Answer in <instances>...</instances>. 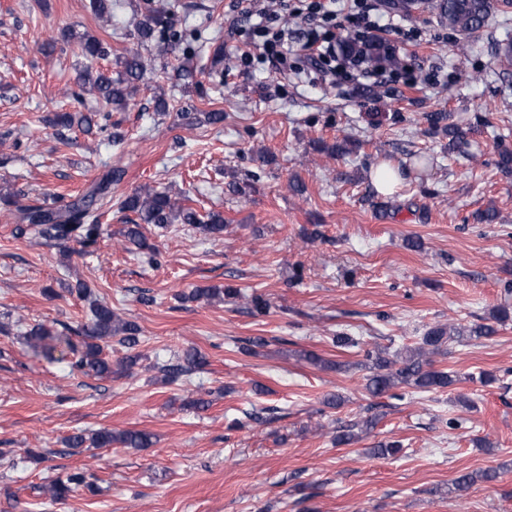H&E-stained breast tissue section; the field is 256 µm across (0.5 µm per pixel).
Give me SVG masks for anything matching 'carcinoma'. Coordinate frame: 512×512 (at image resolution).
I'll use <instances>...</instances> for the list:
<instances>
[{
	"mask_svg": "<svg viewBox=\"0 0 512 512\" xmlns=\"http://www.w3.org/2000/svg\"><path fill=\"white\" fill-rule=\"evenodd\" d=\"M507 0H438L432 8L438 10L441 22L448 29L469 37L482 29L499 3ZM135 29L141 43L152 41L156 36L171 34L169 13L148 10L136 19ZM63 40L74 41L81 47L88 60L76 72L75 89L69 96L76 103H81L83 96L91 94L102 103L115 110H123L137 91L139 80L145 67V59L138 53L118 58V70L112 67H96L94 61L108 56L105 43L99 38L76 30L63 32ZM58 135L65 130L78 129L84 134L92 133L94 126L91 117L80 112H61L53 119ZM123 172L119 168L103 176L92 188L77 201L61 208L38 203H23L17 194L3 198V205L8 207V216L16 222V233L25 234L32 229L39 236L61 243L75 241L85 249L97 245L102 235L97 211L104 205L112 203L110 187L121 180ZM121 213H134L138 220H130L124 231L125 241L138 248L147 247L140 224H153L165 228L170 224H198L213 235L224 232V216L218 212L207 214V219L199 217L197 212L186 206L180 198H174L164 191L139 188L115 202ZM236 294L232 288H196L184 296L187 301L222 300ZM90 318L77 326L75 333L80 342L75 343L70 337L59 340L55 345L44 344V339L51 335L45 326L38 324L27 334V343L35 352L45 358L61 360L72 357L71 366L88 377H103L112 374V362L104 356V344L117 336L119 342L130 349L139 343V326L119 317L111 307L98 301L90 304ZM464 335L460 328L438 324L429 328L422 338L421 345L408 348L397 360H389L381 355L372 359L371 375L367 378L366 389L373 396H380L401 385L412 386L422 391L444 389L453 384L448 372L433 367L429 355L443 350L449 341ZM204 363V357L195 349L186 351L181 361L164 365L161 371L168 381H175L190 374ZM95 448H110L120 444L126 448H148L153 444L152 435L144 431H122L115 433L108 428L99 429L89 435L79 433L68 440L69 447L79 449L85 445ZM496 478L494 471L466 473L454 482V490L462 491L478 481ZM79 488L95 490L94 475L86 470L77 469L65 477H58L44 487V492L55 502L67 500L71 493Z\"/></svg>",
	"mask_w": 512,
	"mask_h": 512,
	"instance_id": "carcinoma-1",
	"label": "carcinoma"
}]
</instances>
